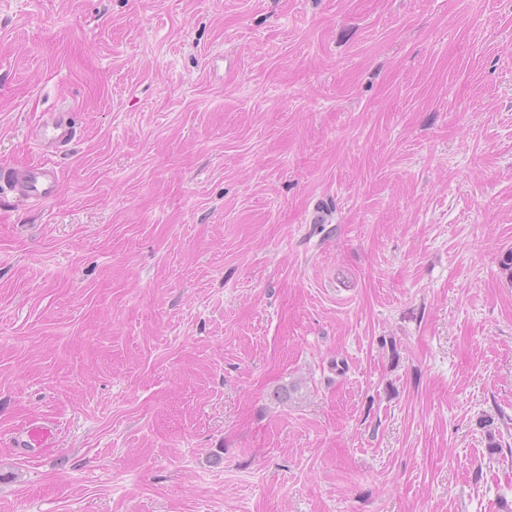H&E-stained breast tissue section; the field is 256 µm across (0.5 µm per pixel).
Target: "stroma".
Here are the masks:
<instances>
[{
	"label": "stroma",
	"mask_w": 512,
	"mask_h": 512,
	"mask_svg": "<svg viewBox=\"0 0 512 512\" xmlns=\"http://www.w3.org/2000/svg\"><path fill=\"white\" fill-rule=\"evenodd\" d=\"M43 161L0 512L512 507L507 0H0V165ZM76 128L69 122L66 109L50 112L42 124L30 133L38 146L46 153H54L68 145L76 136ZM56 440V428L51 421L31 422L18 433V448H52Z\"/></svg>",
	"instance_id": "stroma-1"
}]
</instances>
